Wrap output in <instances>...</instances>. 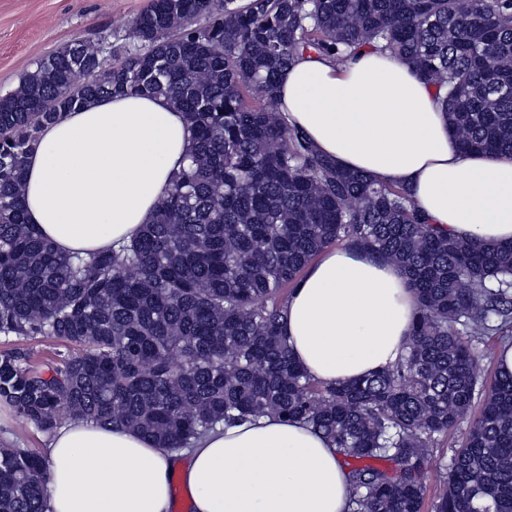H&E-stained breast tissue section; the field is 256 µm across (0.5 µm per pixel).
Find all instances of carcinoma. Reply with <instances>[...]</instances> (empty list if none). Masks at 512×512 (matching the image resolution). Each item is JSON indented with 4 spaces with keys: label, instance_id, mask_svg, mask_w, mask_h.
<instances>
[{
    "label": "carcinoma",
    "instance_id": "carcinoma-1",
    "mask_svg": "<svg viewBox=\"0 0 512 512\" xmlns=\"http://www.w3.org/2000/svg\"><path fill=\"white\" fill-rule=\"evenodd\" d=\"M378 43L446 89L463 151L512 155V0H149L119 62L104 39L38 60L0 96V335L78 353L0 351V401L41 432L78 417L177 452L219 424L300 419L338 449L351 512H421L433 448L478 405L434 512H512V374L481 381L473 347L512 329V242L442 233L273 108L295 59ZM129 93L184 114L189 163L130 243L64 255L26 221L27 157L64 113ZM338 243L401 265L420 311L394 366L322 385L282 319ZM47 481L41 455L0 445V512H47Z\"/></svg>",
    "mask_w": 512,
    "mask_h": 512
}]
</instances>
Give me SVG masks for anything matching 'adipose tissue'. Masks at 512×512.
<instances>
[{
    "label": "adipose tissue",
    "mask_w": 512,
    "mask_h": 512,
    "mask_svg": "<svg viewBox=\"0 0 512 512\" xmlns=\"http://www.w3.org/2000/svg\"><path fill=\"white\" fill-rule=\"evenodd\" d=\"M442 97L390 52L363 47L342 65L298 58L280 76L277 109L339 167L406 188L427 223L511 241L512 157L463 153ZM191 144L166 97L89 100L42 130L26 162V219L65 253L126 243L152 222ZM418 315L399 265L328 248L289 295L284 333L296 362L331 385L394 365ZM44 455L48 512H171L177 473L194 512H349L336 448L298 420L219 425L180 455L134 431L69 418Z\"/></svg>",
    "instance_id": "ef3b65f1"
}]
</instances>
